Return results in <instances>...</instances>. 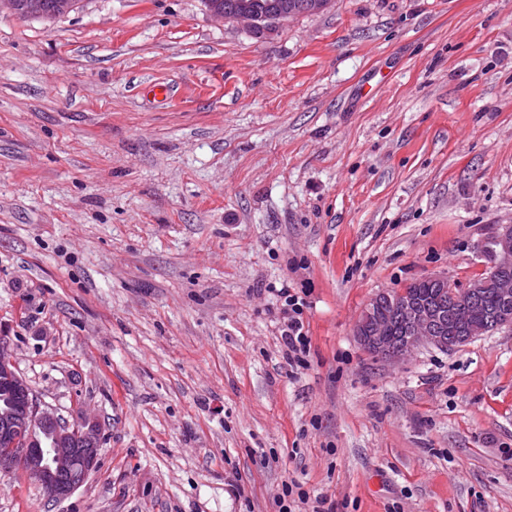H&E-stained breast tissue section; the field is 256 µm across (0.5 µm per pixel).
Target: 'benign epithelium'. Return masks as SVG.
<instances>
[{"label": "benign epithelium", "mask_w": 512, "mask_h": 512, "mask_svg": "<svg viewBox=\"0 0 512 512\" xmlns=\"http://www.w3.org/2000/svg\"><path fill=\"white\" fill-rule=\"evenodd\" d=\"M333 2L305 0L300 9L276 6L262 12L251 0H242L233 8L224 7V0H204L213 21L235 23L252 33H268L296 17L320 14ZM46 9L45 0H0V12L7 10L20 19L39 18ZM487 248L494 255L493 268L469 284L457 286L441 276L427 278L439 288L433 302L422 301L413 294L417 281L401 290L376 293L355 325L361 347L384 362L397 363L425 345L453 350L502 326H511L508 308L512 304V224L500 225ZM487 289L495 290L502 309L492 313L489 322H477L473 309ZM396 320L405 326V334L397 342L391 337ZM0 383L26 395L25 405L19 410L0 412V454L11 457L23 476L40 485L51 498L69 497L77 487L57 482V474L72 466L78 452L87 469L96 466L102 443L99 424L87 415L79 422L64 423L52 408L41 406L19 373L9 338L4 335L0 337ZM48 428L53 429V442L45 451L40 448L36 433Z\"/></svg>", "instance_id": "1"}]
</instances>
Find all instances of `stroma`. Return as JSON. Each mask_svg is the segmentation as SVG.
Segmentation results:
<instances>
[{"label": "stroma", "mask_w": 512, "mask_h": 512, "mask_svg": "<svg viewBox=\"0 0 512 512\" xmlns=\"http://www.w3.org/2000/svg\"><path fill=\"white\" fill-rule=\"evenodd\" d=\"M512 224V0H336L272 34L203 0L0 12V328L96 468L0 512H512V329L390 364L377 292L465 285ZM307 301L291 373L277 289ZM308 505V512H335L333 506H328L326 497H316L311 500L309 493L303 489L301 484L295 480H291L285 484L282 494L276 499L277 512H301L300 505Z\"/></svg>", "instance_id": "1"}]
</instances>
